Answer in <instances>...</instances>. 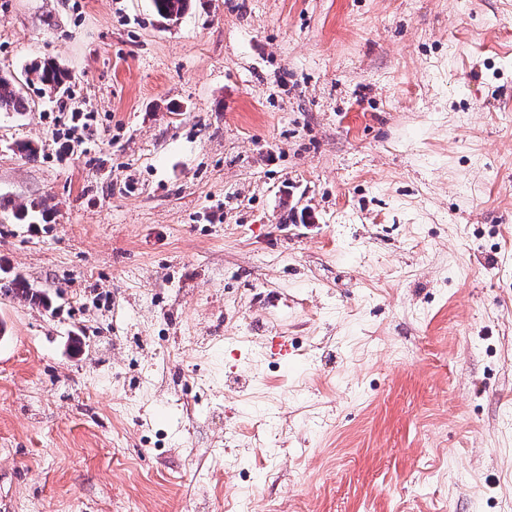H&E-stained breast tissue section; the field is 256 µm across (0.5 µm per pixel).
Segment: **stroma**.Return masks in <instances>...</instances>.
Listing matches in <instances>:
<instances>
[{"label":"stroma","mask_w":512,"mask_h":512,"mask_svg":"<svg viewBox=\"0 0 512 512\" xmlns=\"http://www.w3.org/2000/svg\"><path fill=\"white\" fill-rule=\"evenodd\" d=\"M1 72L0 512H512V0H0ZM27 79L32 83H39L43 86L61 88L67 81V74L63 69L51 62L35 63L26 72ZM26 102L12 75L0 74V112H24Z\"/></svg>","instance_id":"obj_1"}]
</instances>
